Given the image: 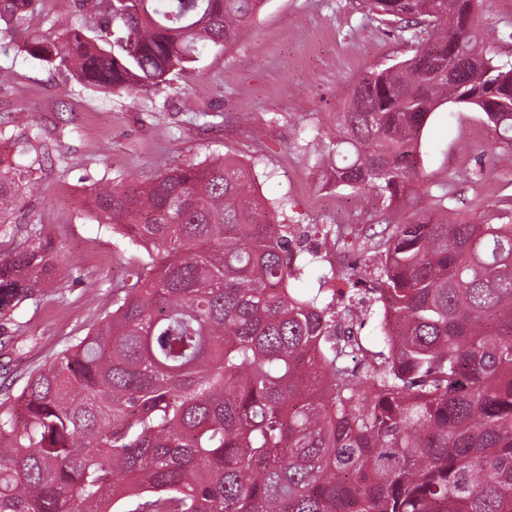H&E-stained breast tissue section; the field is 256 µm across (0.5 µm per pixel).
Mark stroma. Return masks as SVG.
Wrapping results in <instances>:
<instances>
[{
	"instance_id": "stroma-1",
	"label": "stroma",
	"mask_w": 512,
	"mask_h": 512,
	"mask_svg": "<svg viewBox=\"0 0 512 512\" xmlns=\"http://www.w3.org/2000/svg\"><path fill=\"white\" fill-rule=\"evenodd\" d=\"M21 34L0 36V158L18 160L30 126L41 128V170L16 213L12 233L30 226L60 251L54 281L0 317V400L29 373L84 337L112 309V285L147 258L101 224L92 196L102 178L143 180L166 168L229 154L253 164L257 192L284 200L299 224L360 222L372 197L350 199L324 187L325 159L314 153L351 82L407 57L411 46L360 0H265L226 48L203 51L194 69L130 99L80 84L27 55V35L95 27L78 0H50ZM482 22L504 35L497 54L512 60V0H484ZM419 158L430 195L447 194L459 218L512 219V146L485 116L448 104L431 116Z\"/></svg>"
}]
</instances>
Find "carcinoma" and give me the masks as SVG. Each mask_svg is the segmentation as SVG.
<instances>
[{
  "label": "carcinoma",
  "mask_w": 512,
  "mask_h": 512,
  "mask_svg": "<svg viewBox=\"0 0 512 512\" xmlns=\"http://www.w3.org/2000/svg\"><path fill=\"white\" fill-rule=\"evenodd\" d=\"M45 0H0L20 26ZM99 16L23 51L135 96L227 47L263 0H80ZM483 0H364L413 54L350 84L324 144L326 184L381 203L385 227L268 219L254 167L229 155L94 194L100 222L153 249L112 312L31 371L0 408V512H512V224L417 211V147L445 104L512 143V63ZM35 163L0 167V235ZM373 252L375 297L291 287L309 229ZM62 259L39 229L0 252V316ZM380 305L383 347L353 328Z\"/></svg>",
  "instance_id": "1"
}]
</instances>
